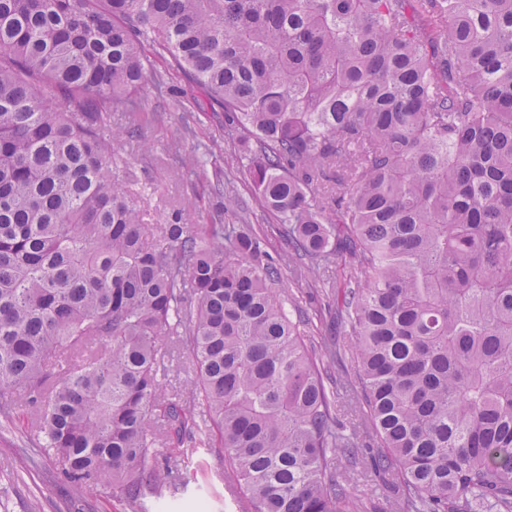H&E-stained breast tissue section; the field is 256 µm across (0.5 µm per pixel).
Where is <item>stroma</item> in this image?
<instances>
[{"instance_id":"1","label":"stroma","mask_w":512,"mask_h":512,"mask_svg":"<svg viewBox=\"0 0 512 512\" xmlns=\"http://www.w3.org/2000/svg\"><path fill=\"white\" fill-rule=\"evenodd\" d=\"M157 70L169 73L172 89L158 93L145 83L139 97L145 110L141 140L123 141L115 150L128 160V169L140 194L144 223L167 224L181 219L185 224L271 223L272 217L251 192L231 153H198L197 164L185 166L183 159L193 144L224 137L221 110L193 111L187 84L172 73L170 59H154ZM227 174V187L239 199L236 211L224 208L217 173ZM27 410H20L10 426L0 428V486L8 488L0 496V512H67L68 486L50 462L29 447ZM159 458L168 466L170 489L153 501L152 512H185L195 503L196 512H243L246 501L232 500L226 489L234 479L224 471V463L207 448L188 445L160 448Z\"/></svg>"}]
</instances>
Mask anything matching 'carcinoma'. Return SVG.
<instances>
[{"mask_svg":"<svg viewBox=\"0 0 512 512\" xmlns=\"http://www.w3.org/2000/svg\"><path fill=\"white\" fill-rule=\"evenodd\" d=\"M167 54L276 219L143 224L112 145ZM134 114L106 134L112 111ZM342 284L290 317L265 244ZM173 344L188 397L162 393ZM512 512V0H0V422L149 512L203 432L251 512ZM368 488L373 490L371 501L367 504L368 512H394L392 506L394 492L388 482L375 478L372 485L368 486Z\"/></svg>","mask_w":512,"mask_h":512,"instance_id":"cac0c4a2","label":"carcinoma"}]
</instances>
